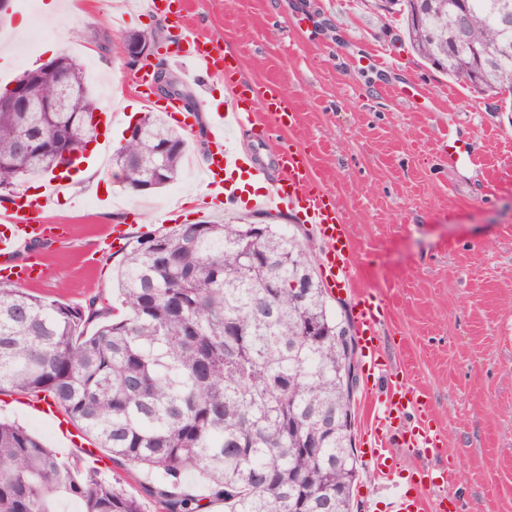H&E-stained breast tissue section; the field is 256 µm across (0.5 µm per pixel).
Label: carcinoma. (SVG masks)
I'll return each instance as SVG.
<instances>
[{
    "label": "carcinoma",
    "mask_w": 512,
    "mask_h": 512,
    "mask_svg": "<svg viewBox=\"0 0 512 512\" xmlns=\"http://www.w3.org/2000/svg\"><path fill=\"white\" fill-rule=\"evenodd\" d=\"M512 0H388L432 68L477 93L512 101ZM471 19L481 69L449 40L455 12ZM73 88L67 112H0V195L56 163L54 145L96 137L82 117L98 107L82 65L63 55ZM58 72V73H60ZM46 71L27 87L53 91ZM112 155L132 191L179 177L190 143L156 113ZM26 134L27 141L21 140ZM163 156L161 174L154 159ZM308 282L298 298L294 278ZM356 340L329 306L313 256L275 224L201 220L134 241L113 303L79 306L0 282V393L58 405L82 438L121 468L147 471L165 512H352L359 476L350 377ZM199 495L176 488L186 473ZM67 497L82 512H144L120 477L68 462L25 428L0 421V512H54Z\"/></svg>",
    "instance_id": "1"
}]
</instances>
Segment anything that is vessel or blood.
Here are the masks:
<instances>
[{"instance_id":"obj_1","label":"vessel or blood","mask_w":512,"mask_h":512,"mask_svg":"<svg viewBox=\"0 0 512 512\" xmlns=\"http://www.w3.org/2000/svg\"><path fill=\"white\" fill-rule=\"evenodd\" d=\"M148 7L170 16L177 35L167 53L169 62L190 64L202 76H229L237 68L236 54L228 53L211 37L193 32L184 22L183 13L171 10L168 0H147ZM271 118L272 130L293 126L296 110L277 85L256 87L249 83L232 84L221 108L212 110L207 132L212 153L204 168L207 195L204 205L219 209L235 199V190L226 178L227 172L241 168L257 182H270V190L258 194L253 208L272 214L290 212L295 223L311 225L323 246L322 279L330 291L350 293L353 286V256L347 231V219L333 196L316 183L304 155L295 149L281 151L275 165L277 180H270L266 165L241 154L229 140L230 134H243L254 129L258 113ZM68 184L52 178L35 194L18 193L0 213V281L28 284L46 279L47 266L40 259L21 261L22 247L46 240L66 238L68 228L62 224H43L38 217L64 199ZM354 319L364 364L370 374L386 376L389 401L373 409V421L363 439V453L374 475L380 479L379 490L389 500L390 512H446L447 500L441 489L446 475L437 476L430 488L433 506H426L420 495L404 490L397 478L395 447L404 446L430 453L440 438L429 423L427 412H420L417 426L400 434L399 421L407 414L413 391L397 376L387 375L380 362V305L359 299L354 304Z\"/></svg>"}]
</instances>
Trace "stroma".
<instances>
[{"mask_svg":"<svg viewBox=\"0 0 512 512\" xmlns=\"http://www.w3.org/2000/svg\"><path fill=\"white\" fill-rule=\"evenodd\" d=\"M35 2L13 0L12 21L0 25V83L47 61L51 45L82 64L100 107L114 97L113 71L125 98L148 94L153 111L163 112L152 82H136L137 67L120 55V39L131 31L172 40L163 16L142 0H103L101 20L85 23L43 17ZM21 17L27 30L14 25ZM188 19L197 34L239 56V79L278 84L300 113L295 130L270 137L257 130L236 146L270 165L296 145L345 212L355 292L332 305L346 315L359 298L385 305L383 359L415 389L441 436L427 456L397 449L412 490L425 492L429 478L448 470L456 478L445 492L458 512H512V112L426 65L401 15L372 0H189ZM144 109L137 101L136 112ZM124 133L113 125L98 164L112 205H101L89 186L72 185L63 206L41 215L42 223L68 225L70 236L39 249L52 273L31 285L33 294L68 304L95 294L112 299L123 255L92 262L99 239L116 224L133 225L139 238L156 234L173 210L183 223L247 213L256 224L295 228L321 256L312 228L287 214L243 203L200 206L204 124L187 134L191 149L178 180L151 194L128 191L115 177L110 159ZM452 144L473 154L475 165H450ZM23 401L1 393L0 418L66 449L70 460L112 472L109 453L86 456L85 440L67 443L55 422Z\"/></svg>","mask_w":512,"mask_h":512,"instance_id":"35a3bbf8","label":"stroma"}]
</instances>
